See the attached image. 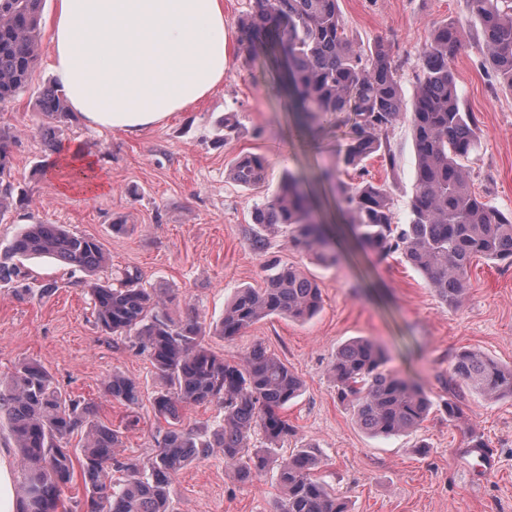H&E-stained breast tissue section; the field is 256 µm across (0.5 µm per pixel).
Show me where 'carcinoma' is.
Masks as SVG:
<instances>
[{
	"mask_svg": "<svg viewBox=\"0 0 512 512\" xmlns=\"http://www.w3.org/2000/svg\"><path fill=\"white\" fill-rule=\"evenodd\" d=\"M42 0H0V106L30 84L39 57ZM481 24L483 48L500 81L512 90V0H466ZM240 52L268 54L281 68V84L313 122L350 127L340 167L325 173L336 180L341 203L360 245L385 258L398 253L424 277L439 301L457 306L470 282L473 260L512 263V215L499 211L472 191L470 173L461 164L479 136L476 117L465 112L452 64L466 49L459 29L435 26L421 52L418 93L411 111L404 109L398 69L389 47L355 44L339 9V0H252L239 24ZM43 114L60 123L68 110L62 91L50 83L39 93ZM410 117L417 167L409 216L394 220L386 184L369 179L364 160L380 154L395 159L387 131ZM15 135L0 131V221L11 209L9 144ZM346 174L345 181L337 174ZM268 166L260 155L238 157L230 178L256 189L267 181ZM253 223L268 230H288L293 247L322 264L340 257L327 228L316 223L310 202L294 175L282 177L275 191L254 208ZM52 258L95 273L107 264L101 243L72 233L60 224H26L0 256V283L21 294L19 258ZM95 326L112 336L131 337L147 357L164 387L153 400L155 413L168 427L155 454L133 461L120 453V433L90 423L93 406L72 399L54 385L50 374L33 362L19 364L7 392H0L4 420L20 458V512H58L73 475L68 437L85 428L80 448L85 512H175L170 487L174 477L194 460L220 449L241 481L266 470L279 456L276 480L284 490L273 512H349L346 500L329 492L315 476L314 447L303 445L278 455L294 429L281 410L296 398L303 380L265 348H252L231 364L201 343L205 327L196 318L172 319L167 293L148 290L136 272L125 271L109 284H89ZM317 284L293 265H273L262 288L234 291L214 331L228 340L272 315L297 321L311 319L321 308ZM388 357L375 341L360 338L336 350L329 373L337 400L349 407L356 424L372 436L391 437L419 428L431 402L423 388L386 369ZM452 379L488 399L512 398V367L472 350L458 354ZM112 399L138 404L139 383L112 372L106 383ZM217 402L224 408L211 434L185 430L179 408ZM261 432L265 447L249 441ZM118 473L120 477L113 478Z\"/></svg>",
	"mask_w": 512,
	"mask_h": 512,
	"instance_id": "1",
	"label": "carcinoma"
}]
</instances>
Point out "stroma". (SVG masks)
<instances>
[{
	"instance_id": "35a3bbf8",
	"label": "stroma",
	"mask_w": 512,
	"mask_h": 512,
	"mask_svg": "<svg viewBox=\"0 0 512 512\" xmlns=\"http://www.w3.org/2000/svg\"><path fill=\"white\" fill-rule=\"evenodd\" d=\"M223 4L230 55L223 82L205 99L134 135L93 128L73 115L56 124L59 142L84 145L109 177L106 190L66 196L51 168L54 155L37 132L45 121L37 96L53 79L49 62L58 6V0H43L40 58L31 84L0 108V127L17 133L10 151L18 201L0 222V253L22 225H65L102 243L109 262L98 271L99 280L124 270L139 272L143 287L173 294L168 305L173 318L193 315L206 325L223 316L235 288L262 285L266 263L302 267L322 293V308L312 320L271 316L231 340L213 333L203 338L230 363L262 346L302 377L300 395L283 410L296 430L289 447L315 446L318 477L347 498L351 512H512V398L466 396L463 415L455 421L444 408L455 395L449 369L460 351L477 350L512 365V266L477 260L463 305L452 309L398 254L383 259L354 251L327 267L292 247L284 231L266 235L263 251L253 250L255 204L286 170L316 196L314 218L343 224L330 186L319 180L343 143L329 126L308 133L288 97L272 89L265 59L240 53L238 23L249 0ZM340 9L358 45L381 40L390 46L408 104L417 92L420 56L431 29L441 23L460 28L469 46L452 68L461 104L475 113L480 128L464 164L472 189L503 213L512 212V90L486 61L480 25L466 0H340ZM228 112L237 119L229 141L223 125ZM388 140L394 167L377 157L366 167L374 182L388 185L396 219L403 223L416 167L410 120L390 128ZM247 153L267 158V186L247 190L231 180L233 160ZM19 266L32 292L21 297L0 286V379L20 362L40 364L63 392L94 405L96 421L120 431L125 456L151 457L166 423L152 408L159 382L149 360L136 354L129 340L96 328L88 273L49 258L23 259ZM52 282L55 293L39 296L38 286ZM361 336L385 348L389 370L427 392L431 407L417 431L370 436L337 401L328 364L343 343ZM115 370L139 382V407L128 408L107 394L105 383ZM470 426L492 448L495 470L479 471L466 454ZM280 495L272 473L235 480L219 451L187 466L171 486L176 512H272Z\"/></svg>"
}]
</instances>
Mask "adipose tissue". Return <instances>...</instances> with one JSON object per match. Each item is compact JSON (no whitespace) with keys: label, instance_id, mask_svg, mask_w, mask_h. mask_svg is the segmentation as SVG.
<instances>
[{"label":"adipose tissue","instance_id":"ef3b65f1","mask_svg":"<svg viewBox=\"0 0 512 512\" xmlns=\"http://www.w3.org/2000/svg\"><path fill=\"white\" fill-rule=\"evenodd\" d=\"M52 72L68 107L93 126L135 134L206 97L228 60L222 0H59ZM64 194L107 185L93 155L56 156Z\"/></svg>","mask_w":512,"mask_h":512}]
</instances>
